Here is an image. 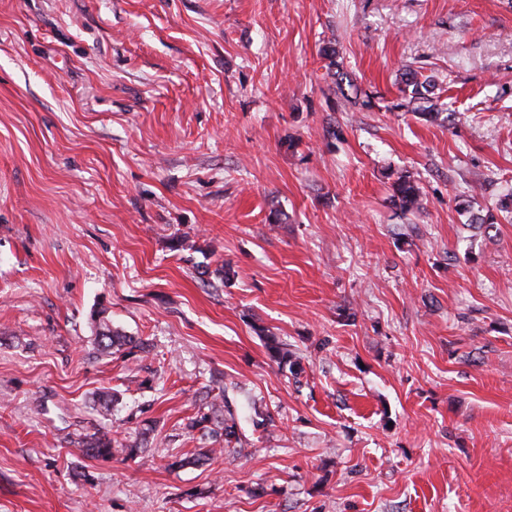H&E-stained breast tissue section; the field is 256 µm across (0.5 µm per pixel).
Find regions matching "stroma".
Masks as SVG:
<instances>
[{"label": "stroma", "mask_w": 512, "mask_h": 512, "mask_svg": "<svg viewBox=\"0 0 512 512\" xmlns=\"http://www.w3.org/2000/svg\"><path fill=\"white\" fill-rule=\"evenodd\" d=\"M510 192L512 0H0V512H512ZM336 40L329 39L322 47L321 54L323 58L328 61L327 63V75L335 80L342 99L351 104H356L360 100L361 91L358 90L356 85L353 83L345 72L342 71L341 65L337 58L339 57V50L336 47ZM344 83L347 84L351 93L346 92ZM403 77L402 87L400 88V92L402 93L400 101L397 103L393 102L391 105H386V110H400L414 113L445 112L447 110L448 118L452 119L454 122L461 121L460 113L452 109L451 103H437L439 101V99H437L436 103H432L429 107L422 108L420 105L421 100L428 99L425 97V94L432 93V88H434L435 85L432 83L433 80L431 77L421 76V78H419L417 73L410 67L405 69ZM392 191L391 201L403 212L419 214L424 209L422 192L412 173H401L394 181ZM104 310H99L92 315V320L96 326V332L92 344L101 353H112V349L117 347L118 350L124 346H130V349L138 351H146L148 344L142 339H134L123 335L118 330L112 329V325L102 317ZM208 398L209 394H206L199 399L200 404L197 416L190 420V422L187 424V428L193 431L203 423L213 424L217 427V429L210 428V432L215 434L216 437L218 434L219 436H223L224 443L227 445V447H230L233 440L235 442L239 441V433L236 420L231 414L229 418L224 417V413L221 418H219V414H217L218 412H221V410L224 412V407H226L225 396L224 405L222 406L221 403H217L216 400H213V402L208 401ZM205 408L208 409L207 412L202 411ZM78 444L86 456L103 460H110L117 454H123V460H132L144 448V443L139 441L119 443L104 429L82 437Z\"/></svg>", "instance_id": "obj_1"}]
</instances>
